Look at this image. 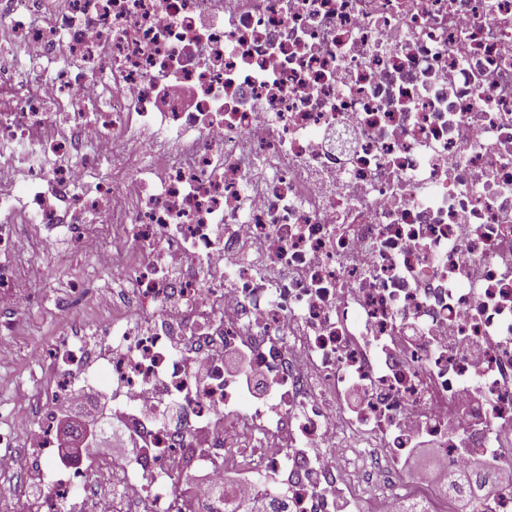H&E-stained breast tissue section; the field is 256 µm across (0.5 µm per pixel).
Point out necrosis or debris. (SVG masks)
Masks as SVG:
<instances>
[{"mask_svg":"<svg viewBox=\"0 0 512 512\" xmlns=\"http://www.w3.org/2000/svg\"><path fill=\"white\" fill-rule=\"evenodd\" d=\"M4 181L0 332L21 224L93 243L127 296L0 428V475L19 432L46 487L26 512H196L190 448L215 486L250 456L246 495L271 478L287 512H351L359 480L448 512L402 473L423 439L512 472V0H0ZM91 373L135 460L60 463ZM82 408H84V406L71 411L63 418V424L59 430L60 435L63 431V444H71L74 440V435H76L75 430L92 420V416L84 412Z\"/></svg>","mask_w":512,"mask_h":512,"instance_id":"1","label":"necrosis or debris"}]
</instances>
